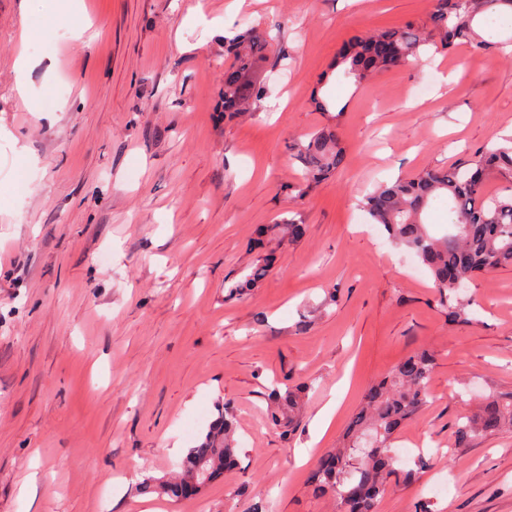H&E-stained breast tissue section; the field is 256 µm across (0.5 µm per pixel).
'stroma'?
Segmentation results:
<instances>
[{
    "mask_svg": "<svg viewBox=\"0 0 512 512\" xmlns=\"http://www.w3.org/2000/svg\"><path fill=\"white\" fill-rule=\"evenodd\" d=\"M432 7L75 0L61 17L51 0H0V512H341L312 494V465L364 388L422 349L428 405L395 438L408 454L378 512H512V434L454 438L458 417L512 393V267L474 278L469 322L449 324L427 271L360 206L512 133V29L358 85L329 76L345 42L426 27ZM247 22L274 39L265 95L227 120L224 38ZM86 24L93 39L75 40ZM328 125L344 164L296 197L290 148ZM291 209L304 235L261 288L225 298L258 226ZM275 380L310 385L288 439L265 417ZM225 406L238 466L196 503L143 492Z\"/></svg>",
    "mask_w": 512,
    "mask_h": 512,
    "instance_id": "stroma-1",
    "label": "stroma"
}]
</instances>
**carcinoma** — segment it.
<instances>
[{"label":"carcinoma","mask_w":512,"mask_h":512,"mask_svg":"<svg viewBox=\"0 0 512 512\" xmlns=\"http://www.w3.org/2000/svg\"><path fill=\"white\" fill-rule=\"evenodd\" d=\"M493 16L512 18V0H433L427 31L405 25L365 34L338 51L332 70L360 83L381 70L425 62L429 46L452 49L466 44L487 50L493 42L479 31L477 19ZM224 51L231 69L224 76V115L248 114L264 93L257 73L269 60L266 41L250 27L224 38ZM293 149V160L302 167L303 181L293 186L299 197L333 176L344 162L334 128L311 133ZM493 175L508 182L505 192L488 190ZM440 200L448 201L450 229L437 236L430 233L423 216ZM361 208L372 223L384 227L396 247L412 253L430 271L448 322L467 323L469 303L461 288L478 275L512 266V135L464 164L425 169L384 183L365 196ZM303 232L300 213L290 210L261 227L258 235L278 245L300 239ZM274 261L271 249L228 286V295L242 296L261 287ZM433 366L431 353L417 351L368 386L347 425L342 447L324 451L315 462L311 479L315 495L334 497L344 512H377L397 472L393 439L427 405ZM308 389L304 383L277 381L267 388V416L281 434L295 431ZM508 429L512 430V396L489 397L473 417L456 421L455 441L465 446L479 435ZM233 433V413L226 406L198 445L188 450L181 478L158 483L146 478L143 490L175 498L198 496L237 464Z\"/></svg>","instance_id":"carcinoma-1"}]
</instances>
